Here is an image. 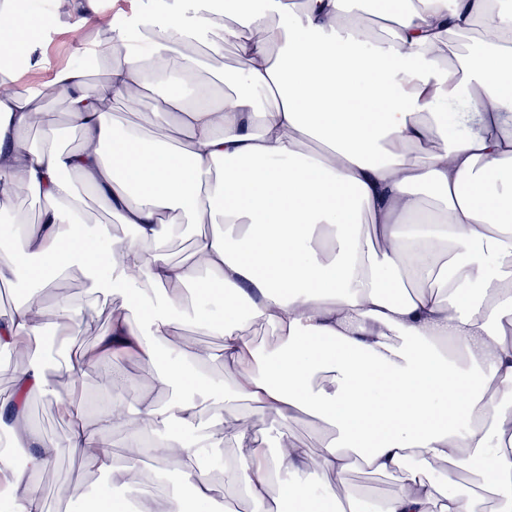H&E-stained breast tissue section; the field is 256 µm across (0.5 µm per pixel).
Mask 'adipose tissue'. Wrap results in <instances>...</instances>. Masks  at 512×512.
Segmentation results:
<instances>
[{"mask_svg": "<svg viewBox=\"0 0 512 512\" xmlns=\"http://www.w3.org/2000/svg\"><path fill=\"white\" fill-rule=\"evenodd\" d=\"M389 21L370 39L358 0H142L129 28L99 0H0V209L26 190L41 204L21 236H0V281L21 284L0 320V349L23 346L34 363L14 377L0 432L26 451L15 469L0 449L7 512H47L34 483L60 455L104 478L90 512H141L129 479L137 458L103 450L123 429L128 445L152 443L192 480L193 502L164 496L163 512H213L212 466L222 441L199 430L201 406L223 418L246 403L250 426L233 440L247 451L231 478L249 512H361L336 496L329 477L355 464L393 473L400 491L371 512H512V0H371ZM94 35L106 78L90 84L76 58L33 84L4 58L48 45L65 19ZM492 29L468 54L443 65L449 40ZM211 57L237 49L241 90L222 100L163 96L145 105L148 76L174 65L175 84ZM68 104L77 148L46 127L30 132L46 101ZM139 115L120 121L114 104ZM476 130L460 131L464 118ZM165 140L146 138L156 122ZM316 142V151L303 150ZM429 144L424 162L413 148ZM128 228L117 239L89 218L79 186ZM431 188L436 207L422 190ZM181 224H220L176 261L166 243ZM80 268L90 293L122 300L92 350L69 360L72 388L57 395L35 360L47 315L66 330L84 303L47 305L41 273ZM219 333L226 387L204 370L214 356L175 338L186 323ZM278 343L257 345L252 324ZM108 363L117 399L126 363L153 366L176 396L136 397L135 415L115 407L84 417L76 390L87 367ZM54 397L69 424L63 442L36 440L25 423L33 394ZM311 411L329 432L307 461L291 432L264 429ZM448 471L436 475L434 463ZM278 495H271V486Z\"/></svg>", "mask_w": 512, "mask_h": 512, "instance_id": "adipose-tissue-1", "label": "adipose tissue"}]
</instances>
